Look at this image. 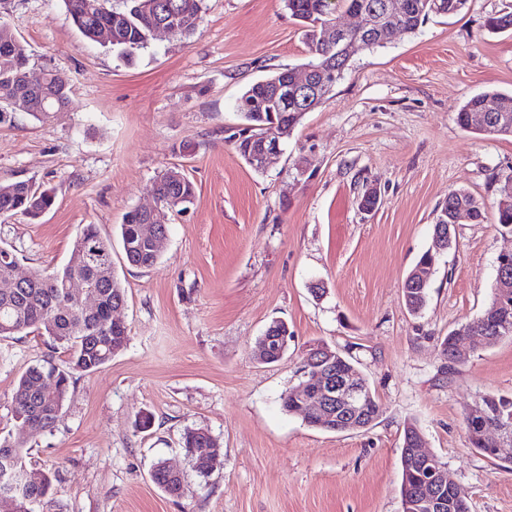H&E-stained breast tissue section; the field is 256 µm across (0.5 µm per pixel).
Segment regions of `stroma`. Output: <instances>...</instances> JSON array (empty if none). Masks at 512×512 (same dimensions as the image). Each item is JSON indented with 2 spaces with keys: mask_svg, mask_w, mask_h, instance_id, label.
Returning <instances> with one entry per match:
<instances>
[{
  "mask_svg": "<svg viewBox=\"0 0 512 512\" xmlns=\"http://www.w3.org/2000/svg\"><path fill=\"white\" fill-rule=\"evenodd\" d=\"M512 0H467L413 34L354 56L331 98L306 113L283 155L252 170L224 140L239 124L243 89L310 54L283 0H204L187 39L153 36L126 58L86 40L63 0H0V20L27 47L30 74L64 73L67 111L43 123L0 124V182L53 187L38 220L0 217V247L19 274L70 258L83 225L112 243L126 292L117 316L129 342L100 371L79 377L53 431L25 438L28 464L49 472L40 512H402L400 447L416 421L425 448L467 493L470 512H512V464L470 448L465 413L488 393L512 396V339L473 338L450 366L439 343L478 317L492 295L496 259L512 248L497 222V180L512 173V135L462 129L459 107L486 91H512V33L487 18ZM194 183L189 210L168 214L158 262L129 266L119 226L154 203L168 168ZM377 206L359 207L366 189ZM486 203L464 219L429 280L420 314L402 285L432 246L449 191ZM323 282L315 297L310 285ZM285 321L284 357L253 359L266 327ZM324 343L349 354L380 406L364 430L326 432L288 414L306 354ZM63 349L47 337L0 338V434L11 432L20 374ZM150 429H135L138 413ZM208 430L222 451L198 474L182 437ZM178 468L181 498L153 482L157 461Z\"/></svg>",
  "mask_w": 512,
  "mask_h": 512,
  "instance_id": "35a3bbf8",
  "label": "stroma"
}]
</instances>
